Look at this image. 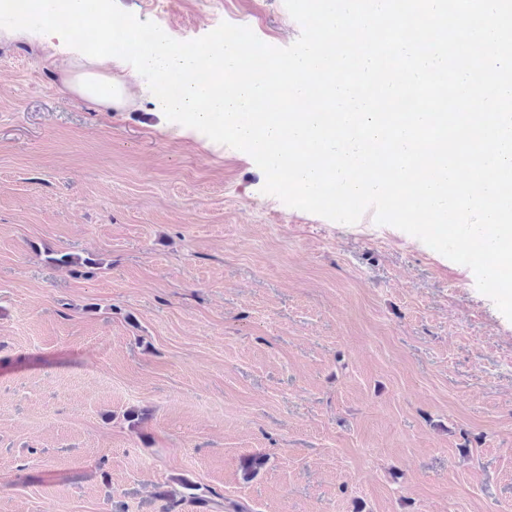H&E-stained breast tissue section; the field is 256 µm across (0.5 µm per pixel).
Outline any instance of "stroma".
Segmentation results:
<instances>
[{
	"label": "stroma",
	"instance_id": "stroma-1",
	"mask_svg": "<svg viewBox=\"0 0 512 512\" xmlns=\"http://www.w3.org/2000/svg\"><path fill=\"white\" fill-rule=\"evenodd\" d=\"M117 4L301 34L284 0ZM75 64L0 28V512H200L188 481L214 512H512V321L472 270L287 206L131 64H100L118 107Z\"/></svg>",
	"mask_w": 512,
	"mask_h": 512
}]
</instances>
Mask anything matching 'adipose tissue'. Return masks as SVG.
Returning <instances> with one entry per match:
<instances>
[{"label": "adipose tissue", "instance_id": "adipose-tissue-1", "mask_svg": "<svg viewBox=\"0 0 512 512\" xmlns=\"http://www.w3.org/2000/svg\"><path fill=\"white\" fill-rule=\"evenodd\" d=\"M104 42L105 38L101 35L82 42L79 50L81 67L71 83L83 97L112 106L123 103L126 91L122 83L96 70L104 56Z\"/></svg>", "mask_w": 512, "mask_h": 512}]
</instances>
